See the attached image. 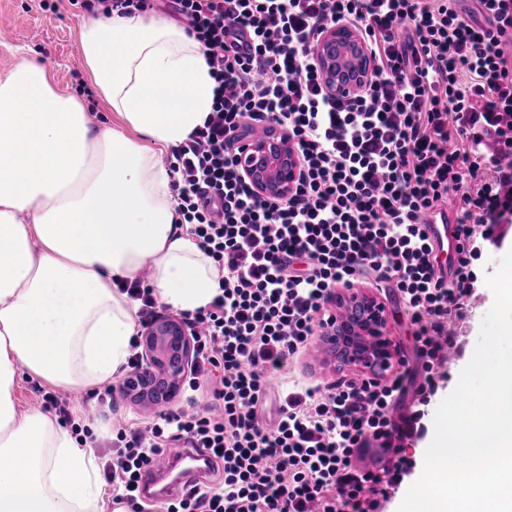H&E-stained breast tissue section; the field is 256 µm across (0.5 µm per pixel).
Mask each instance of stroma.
<instances>
[{
    "mask_svg": "<svg viewBox=\"0 0 512 512\" xmlns=\"http://www.w3.org/2000/svg\"><path fill=\"white\" fill-rule=\"evenodd\" d=\"M41 0H0V28L8 30L10 40L0 41V80L5 79L22 57L33 58L49 71L53 83L78 98L87 111L97 115L108 127L117 120L102 97L96 92L84 66L79 36L89 18L80 5L70 0H52L53 6L41 9ZM512 249V237H503L498 245L488 247L475 262L478 279L467 305L465 316L457 323V345L445 367V378L432 396L427 408L425 425H432V415L440 402L455 388L462 369L468 364L480 332L481 322L493 304V293L486 277L493 273L502 255ZM69 402L74 418L85 421L87 442L97 457H104L102 443L113 432L125 426H137L146 421L154 410L132 402L120 392H113V407L76 400L73 392L58 390Z\"/></svg>",
    "mask_w": 512,
    "mask_h": 512,
    "instance_id": "35a3bbf8",
    "label": "stroma"
}]
</instances>
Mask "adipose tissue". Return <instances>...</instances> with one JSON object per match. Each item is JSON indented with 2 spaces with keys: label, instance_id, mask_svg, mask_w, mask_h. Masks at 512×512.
<instances>
[{
  "label": "adipose tissue",
  "instance_id": "ef3b65f1",
  "mask_svg": "<svg viewBox=\"0 0 512 512\" xmlns=\"http://www.w3.org/2000/svg\"><path fill=\"white\" fill-rule=\"evenodd\" d=\"M109 128L40 64L0 81V512H103L96 457L42 412L22 374L72 391L123 370L138 304L117 288L149 272L158 301L206 307L221 272L176 222L157 156L203 126L214 81L199 43L148 11L113 10L80 34Z\"/></svg>",
  "mask_w": 512,
  "mask_h": 512
}]
</instances>
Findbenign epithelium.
Listing matches in <instances>:
<instances>
[{
    "label": "benign epithelium",
    "mask_w": 512,
    "mask_h": 512,
    "mask_svg": "<svg viewBox=\"0 0 512 512\" xmlns=\"http://www.w3.org/2000/svg\"><path fill=\"white\" fill-rule=\"evenodd\" d=\"M313 53L325 91L331 97L358 92L374 69L359 33L346 23L328 27ZM240 160L245 175L261 196H285L300 177L296 148L276 126L265 139L252 143ZM331 301L346 312L343 322L326 330V341L339 346L337 362L370 374L387 373L394 350L376 297L336 291ZM140 345V370L120 386L121 393L148 406L174 400L194 363V343L186 322L161 313L146 329Z\"/></svg>",
    "instance_id": "1"
}]
</instances>
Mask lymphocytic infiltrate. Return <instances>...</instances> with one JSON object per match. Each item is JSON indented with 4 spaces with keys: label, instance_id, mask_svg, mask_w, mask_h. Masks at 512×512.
<instances>
[{
    "label": "lymphocytic infiltrate",
    "instance_id": "1",
    "mask_svg": "<svg viewBox=\"0 0 512 512\" xmlns=\"http://www.w3.org/2000/svg\"><path fill=\"white\" fill-rule=\"evenodd\" d=\"M214 79L203 127L173 150L177 220L223 272L219 292L186 314L196 361L189 409L120 428L103 476L112 501L145 512L143 465L193 448L221 466L216 482L164 501L163 512H376L411 471L477 276V241L512 223V0H173ZM362 35L374 73L330 97L311 53L327 26ZM278 125L298 150L284 198L259 196L239 157ZM457 201L450 269L435 262L422 215ZM391 289L413 337L412 359L384 377L308 383L261 412L270 378H287L329 323L336 288ZM211 403L194 407L197 393ZM380 465L363 469L367 449Z\"/></svg>",
    "mask_w": 512,
    "mask_h": 512
}]
</instances>
